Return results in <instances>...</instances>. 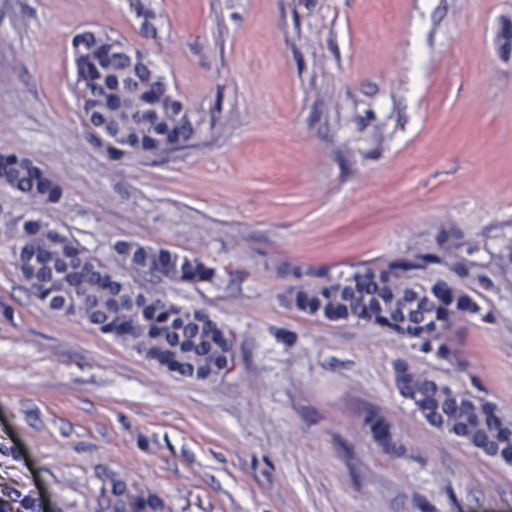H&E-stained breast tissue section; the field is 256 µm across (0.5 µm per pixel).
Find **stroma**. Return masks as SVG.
I'll return each mask as SVG.
<instances>
[{"label": "stroma", "instance_id": "35a3bbf8", "mask_svg": "<svg viewBox=\"0 0 512 512\" xmlns=\"http://www.w3.org/2000/svg\"><path fill=\"white\" fill-rule=\"evenodd\" d=\"M0 0V152L56 203L0 199V489L33 512H108L113 487L158 512H512V465L430 427L404 362L512 417V0ZM86 25L145 51L219 119L160 157L115 158L70 85ZM38 217L150 293L223 324L209 384L50 309L19 278L12 227ZM131 241L202 261L197 285L123 267ZM483 265L461 288L489 319L448 332L451 364L373 324L288 307L295 268L350 275L417 253ZM385 416L405 446L376 448ZM367 433L370 435L372 441L385 451L392 453H401L402 445L392 430L391 425L383 417L378 415L370 416L365 421Z\"/></svg>", "mask_w": 512, "mask_h": 512}]
</instances>
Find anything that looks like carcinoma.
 Listing matches in <instances>:
<instances>
[{
	"instance_id": "carcinoma-1",
	"label": "carcinoma",
	"mask_w": 512,
	"mask_h": 512,
	"mask_svg": "<svg viewBox=\"0 0 512 512\" xmlns=\"http://www.w3.org/2000/svg\"><path fill=\"white\" fill-rule=\"evenodd\" d=\"M145 29H154L152 0H133ZM75 67L72 93L83 123L106 137L116 157L168 154L196 144L213 126V113L193 112L173 93L166 76L144 51L105 30L87 26L70 43ZM0 190L42 205L59 200L61 186L30 159L0 153ZM113 249L122 264L145 269L183 284L211 279L213 271L197 259L164 248L119 241ZM20 278L48 306L96 331L128 343L156 366L181 377L216 383L224 379V325L203 310L187 309L135 287L97 262L69 237L39 218L24 222L10 246ZM431 255L366 265L342 277L294 270L297 284L286 291L289 307L317 320L372 323L442 360L455 355L447 332L460 318L481 315V307L453 281L432 280ZM461 281L484 282L483 266L454 263ZM400 394L432 428L448 432L486 457L512 464V418L477 390L458 391L408 365L396 368ZM380 448L402 452L383 417L365 421ZM112 512H152V500L126 501L112 491ZM22 496L0 491V512H21Z\"/></svg>"
}]
</instances>
